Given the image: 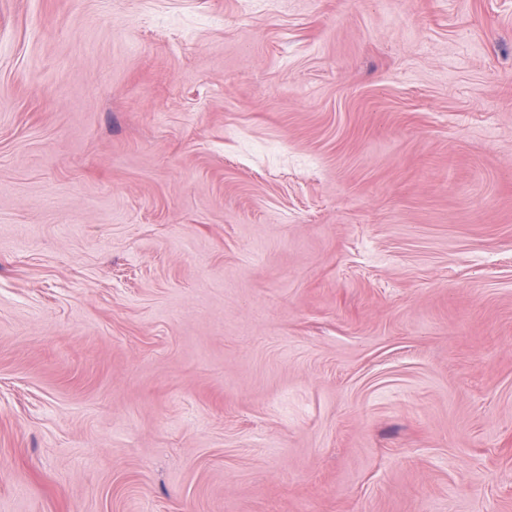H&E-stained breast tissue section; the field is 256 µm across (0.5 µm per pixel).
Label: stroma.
I'll return each instance as SVG.
<instances>
[{"instance_id": "1", "label": "stroma", "mask_w": 512, "mask_h": 512, "mask_svg": "<svg viewBox=\"0 0 512 512\" xmlns=\"http://www.w3.org/2000/svg\"><path fill=\"white\" fill-rule=\"evenodd\" d=\"M0 512H512V0H0Z\"/></svg>"}]
</instances>
